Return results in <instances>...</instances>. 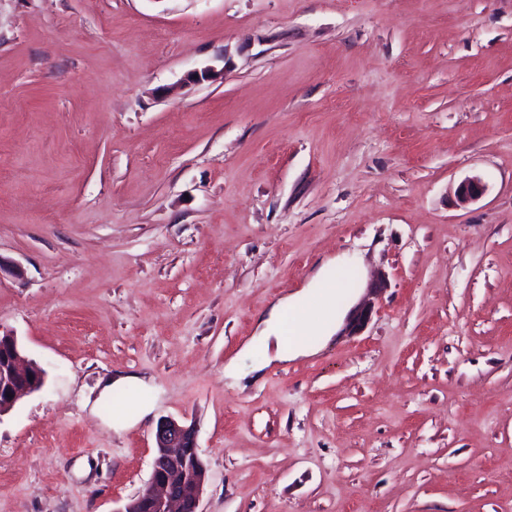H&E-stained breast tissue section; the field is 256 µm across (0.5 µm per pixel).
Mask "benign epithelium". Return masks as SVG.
<instances>
[{
  "label": "benign epithelium",
  "mask_w": 512,
  "mask_h": 512,
  "mask_svg": "<svg viewBox=\"0 0 512 512\" xmlns=\"http://www.w3.org/2000/svg\"><path fill=\"white\" fill-rule=\"evenodd\" d=\"M484 191L482 179L470 177L457 187L458 202L465 206ZM43 384V370L25 358L17 336L10 331L1 333L0 417L8 414L20 399L39 391ZM206 477L194 428L164 419L155 433L148 485L121 512H202L200 502Z\"/></svg>",
  "instance_id": "1"
}]
</instances>
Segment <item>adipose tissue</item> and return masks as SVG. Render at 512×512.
Masks as SVG:
<instances>
[{
  "label": "adipose tissue",
  "instance_id": "1",
  "mask_svg": "<svg viewBox=\"0 0 512 512\" xmlns=\"http://www.w3.org/2000/svg\"><path fill=\"white\" fill-rule=\"evenodd\" d=\"M352 286L347 271L338 263L325 264L307 288L274 305L258 324V333L246 344L256 355V369L271 360L291 361L311 357L339 329L336 309L346 301Z\"/></svg>",
  "mask_w": 512,
  "mask_h": 512
}]
</instances>
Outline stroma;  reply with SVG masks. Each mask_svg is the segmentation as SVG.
<instances>
[{"mask_svg": "<svg viewBox=\"0 0 512 512\" xmlns=\"http://www.w3.org/2000/svg\"><path fill=\"white\" fill-rule=\"evenodd\" d=\"M335 258L363 329L250 375ZM0 329V512H120L164 417L202 512H512V0H0ZM32 375L33 381L28 384ZM44 384V372L27 360L17 336L10 331L0 334V417L8 414L24 396L39 391ZM11 394V397H7Z\"/></svg>", "mask_w": 512, "mask_h": 512, "instance_id": "35a3bbf8", "label": "stroma"}]
</instances>
